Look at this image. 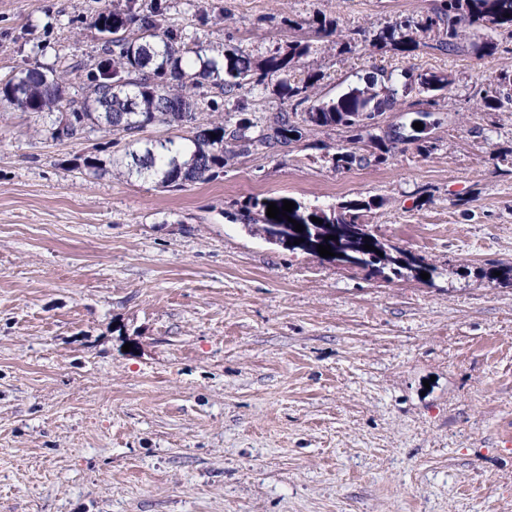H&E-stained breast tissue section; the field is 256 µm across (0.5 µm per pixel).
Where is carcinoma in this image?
<instances>
[{"label": "carcinoma", "mask_w": 512, "mask_h": 512, "mask_svg": "<svg viewBox=\"0 0 512 512\" xmlns=\"http://www.w3.org/2000/svg\"><path fill=\"white\" fill-rule=\"evenodd\" d=\"M124 13H101L94 24L104 35L97 73L82 92L66 95L63 73L39 66L27 69L0 82V109L32 112L52 118L63 112L74 115L76 124L66 130L74 137L87 130L117 135L126 141L130 176H147L167 188H181L188 183L213 178L234 159L254 153H274L303 138L306 130L342 129L349 133V144L336 147L333 168L343 169L354 163H384L401 144H414L421 153L432 150L421 131L404 124L391 125L379 134L364 138L361 115L384 113L395 107L400 95L413 89L426 91L432 84L445 91L452 79L444 74L419 73L408 70L399 75L389 73L390 86L379 92L377 80L365 86H354L336 99L321 101L299 113L297 107L314 97L319 81L315 73L296 79L291 72L312 52L306 42L291 41L278 47L262 64L254 65L240 50L233 49L221 59L210 57L198 42H188L183 29L164 24L160 7L143 9L136 0H127ZM512 28V0H442L441 11L421 19L407 18L380 30L370 41L373 47L391 45L410 51L417 41L413 33L437 32V46L448 52L463 49L466 31ZM500 85L484 90L477 103L481 112H498L512 107V88L501 83L512 82V75L497 77ZM273 84L280 101L292 106L271 113L259 126L248 117L235 121H204V107L214 98L233 96L245 89ZM204 89L206 97L193 98L192 92ZM187 130V136L142 141L140 134L149 126ZM283 206L281 197H253L247 208L262 216L266 236L295 237L297 232L287 218L303 226L311 218L323 220L318 225L320 237L336 236L326 241L358 261L360 268H373L395 276L431 272L424 262L410 265L400 258L403 249L373 239L374 249L366 250L359 225L366 223L365 213L371 204L349 200L336 208H321L295 203L288 217L273 219L266 215L268 203Z\"/></svg>", "instance_id": "cac0c4a2"}]
</instances>
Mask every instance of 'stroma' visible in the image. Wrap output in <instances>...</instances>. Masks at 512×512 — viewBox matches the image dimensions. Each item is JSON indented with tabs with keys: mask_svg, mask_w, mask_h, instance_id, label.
I'll list each match as a JSON object with an SVG mask.
<instances>
[{
	"mask_svg": "<svg viewBox=\"0 0 512 512\" xmlns=\"http://www.w3.org/2000/svg\"><path fill=\"white\" fill-rule=\"evenodd\" d=\"M211 55L260 64L312 44L296 77L327 101L392 70L437 72L430 154L336 170L308 133L180 189L84 160L100 133L52 138L0 114V512H512V110L480 112L498 51L369 47L437 0H161ZM126 0H0V79L96 70L100 12ZM336 23L325 37L310 27ZM356 39L355 48L342 43ZM265 85L224 98L264 123ZM373 200L377 238L429 279L385 278L268 243L253 197Z\"/></svg>",
	"mask_w": 512,
	"mask_h": 512,
	"instance_id": "35a3bbf8",
	"label": "stroma"
}]
</instances>
